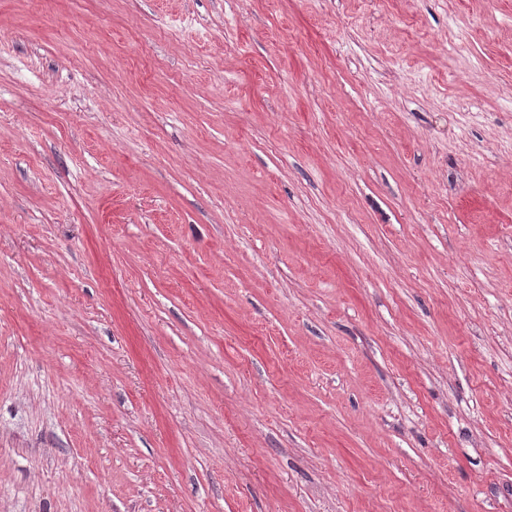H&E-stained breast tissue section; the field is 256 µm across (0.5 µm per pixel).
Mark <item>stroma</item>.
Returning <instances> with one entry per match:
<instances>
[{
	"mask_svg": "<svg viewBox=\"0 0 512 512\" xmlns=\"http://www.w3.org/2000/svg\"><path fill=\"white\" fill-rule=\"evenodd\" d=\"M0 512H512V0H0Z\"/></svg>",
	"mask_w": 512,
	"mask_h": 512,
	"instance_id": "1",
	"label": "stroma"
}]
</instances>
